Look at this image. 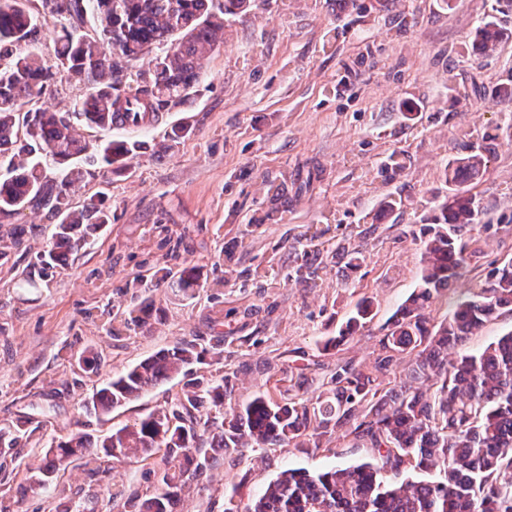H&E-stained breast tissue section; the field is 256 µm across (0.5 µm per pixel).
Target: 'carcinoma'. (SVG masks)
Returning a JSON list of instances; mask_svg holds the SVG:
<instances>
[{
    "instance_id": "obj_1",
    "label": "carcinoma",
    "mask_w": 512,
    "mask_h": 512,
    "mask_svg": "<svg viewBox=\"0 0 512 512\" xmlns=\"http://www.w3.org/2000/svg\"><path fill=\"white\" fill-rule=\"evenodd\" d=\"M0 0V224L27 209L44 208L56 219L49 248L38 255L45 269L65 265L109 223L106 193L70 206V194L90 169L124 172L139 146L112 141L94 148L76 133L67 112L22 107L40 97L54 73L44 69L34 43L44 26L55 35L57 72L82 89L73 113L90 127L112 124V114H153L188 98L208 54L224 44V17L248 11L253 0ZM94 28L95 35L85 32ZM496 23L483 21L474 44L496 51ZM154 53L146 72L131 62ZM487 158L470 152L448 165V201L440 216L410 231L421 253L417 284L386 323L380 352L369 367L336 366L328 389L316 398L260 394L241 406L228 402L224 382L196 378L159 408L96 441L75 431L44 446V463L27 467V489L51 486L60 472L110 475L112 461L148 458L163 451L164 468L149 495L130 492L134 512H176L185 487L226 455L245 447L293 445L320 449L332 427L372 460L328 470L282 471L245 512H512V331L478 354L465 352L470 336L512 312V260L499 262L476 288L463 282L481 268L486 212L470 193ZM17 229L0 231V258L20 246ZM333 256L360 266L362 252L336 244ZM156 283L174 279L184 294L199 287L193 266L178 276L161 266ZM453 293L452 312L433 322L432 307ZM373 319L363 300L340 335L323 350L355 335ZM136 330L148 324L146 307L113 315ZM456 358L448 359V351ZM403 354L411 364L394 386L383 387ZM201 359L197 343L183 340L156 356L118 371L84 406L108 416ZM24 422L0 427V446L17 445Z\"/></svg>"
}]
</instances>
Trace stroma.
<instances>
[{"label": "stroma", "instance_id": "35a3bbf8", "mask_svg": "<svg viewBox=\"0 0 512 512\" xmlns=\"http://www.w3.org/2000/svg\"><path fill=\"white\" fill-rule=\"evenodd\" d=\"M497 23L499 50L485 57L473 44L482 19ZM512 9L500 0H257L228 18L224 45L210 53L187 103L169 105L147 128H95L76 122L85 140L139 145L125 173L86 177L73 207L106 191L110 222L66 267L42 271L55 222L42 210L17 218L23 244L0 259V426L23 419L20 447H0V496L20 512H50L64 500L93 512H125L122 490L149 493L161 455L116 462L108 480L66 472L50 493L21 492L26 467L46 441L80 430L99 437L173 398L183 377L155 386L111 418L87 411L94 386L183 340L204 354L193 376L227 379L233 403L272 386L288 389L306 372L309 395L338 364H371L384 326L415 287L420 251L403 228L419 229L448 197L444 171L481 146V132L512 121ZM191 132L164 155L172 126ZM407 167L384 168L392 151ZM281 183L277 197L262 181ZM474 191L499 231L482 236L484 262L512 254V137L488 155ZM402 198L401 209L387 206ZM323 249H360L351 270L326 258L314 285L290 277L310 262V237ZM233 257L237 276L224 278ZM196 267L200 286L186 295L165 285L130 289L157 267ZM267 269L264 280L255 267ZM28 277L33 287L16 282ZM374 318L361 335L324 351L362 299ZM149 302L150 328L113 339L111 311ZM247 343L215 345L231 331ZM101 358L84 372L80 355ZM368 449L331 438L328 449L247 448L181 494L180 512H224L248 503L283 469L350 466Z\"/></svg>", "mask_w": 512, "mask_h": 512}]
</instances>
